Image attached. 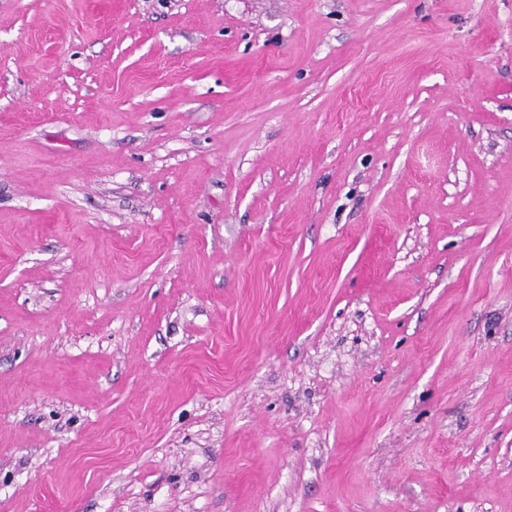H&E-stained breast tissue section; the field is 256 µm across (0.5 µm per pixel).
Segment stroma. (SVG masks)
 Wrapping results in <instances>:
<instances>
[{
    "label": "stroma",
    "mask_w": 512,
    "mask_h": 512,
    "mask_svg": "<svg viewBox=\"0 0 512 512\" xmlns=\"http://www.w3.org/2000/svg\"><path fill=\"white\" fill-rule=\"evenodd\" d=\"M0 512H512V0H0Z\"/></svg>",
    "instance_id": "stroma-1"
}]
</instances>
